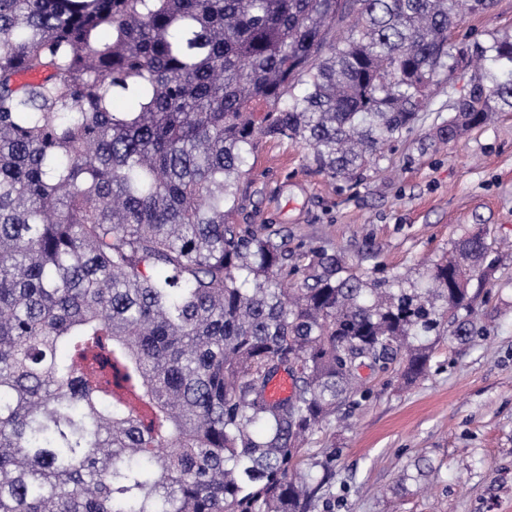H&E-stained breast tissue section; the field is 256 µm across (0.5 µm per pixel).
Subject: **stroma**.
<instances>
[{"label": "stroma", "mask_w": 512, "mask_h": 512, "mask_svg": "<svg viewBox=\"0 0 512 512\" xmlns=\"http://www.w3.org/2000/svg\"><path fill=\"white\" fill-rule=\"evenodd\" d=\"M512 33V0L465 15L455 40ZM467 74L432 90L428 112L350 182L317 172L308 150L260 142L237 224H274L290 242L339 250L362 272L425 281L426 263L481 227L512 242V112L448 144L436 139ZM480 334L439 339L415 382L363 370L371 389L301 447L303 465L335 455L313 512H512V256L496 264Z\"/></svg>", "instance_id": "stroma-1"}]
</instances>
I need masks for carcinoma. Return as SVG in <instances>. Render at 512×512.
<instances>
[{"mask_svg": "<svg viewBox=\"0 0 512 512\" xmlns=\"http://www.w3.org/2000/svg\"><path fill=\"white\" fill-rule=\"evenodd\" d=\"M493 0H0V512H311L298 440L473 336L478 228L430 287L233 224L257 137L347 182L479 67L437 136L512 111ZM291 393L272 400L280 374ZM512 33V0H494L492 7L482 13L465 15L455 29L453 38L485 42L496 34Z\"/></svg>", "mask_w": 512, "mask_h": 512, "instance_id": "carcinoma-1", "label": "carcinoma"}]
</instances>
